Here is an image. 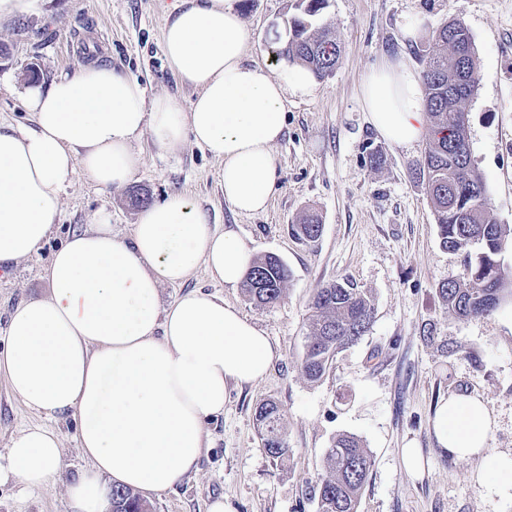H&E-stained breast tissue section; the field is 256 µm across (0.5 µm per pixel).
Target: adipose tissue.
I'll return each mask as SVG.
<instances>
[{
    "instance_id": "obj_1",
    "label": "adipose tissue",
    "mask_w": 512,
    "mask_h": 512,
    "mask_svg": "<svg viewBox=\"0 0 512 512\" xmlns=\"http://www.w3.org/2000/svg\"><path fill=\"white\" fill-rule=\"evenodd\" d=\"M251 39L236 0H175L163 40L170 69L196 92L187 110L171 96L146 99L136 80L96 61L27 87L32 128L0 130V266L38 251L75 172L105 189L130 183L142 162L132 143L145 132L167 151L192 141L220 162L234 212H264L285 102L311 92L314 77L297 64L275 78L248 63ZM363 104L386 141L428 138L422 77L405 54L365 76ZM252 265L235 230H217L191 197L173 192L139 213L130 238L103 218L74 233L51 259L47 295L15 307L0 375L34 411L76 418L89 470L70 488L74 512H107L116 486L156 494L180 484L210 448L205 423L223 415L229 389L260 380L279 358L278 345L223 296L191 290L159 305L161 285L198 269L233 288ZM432 427L443 451L483 459L488 492L512 504V453L488 454L494 421L481 400L449 397ZM59 464L56 432L32 426L11 440L0 482L40 489Z\"/></svg>"
}]
</instances>
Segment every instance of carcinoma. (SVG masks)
Returning a JSON list of instances; mask_svg holds the SVG:
<instances>
[{
  "label": "carcinoma",
  "instance_id": "1",
  "mask_svg": "<svg viewBox=\"0 0 512 512\" xmlns=\"http://www.w3.org/2000/svg\"><path fill=\"white\" fill-rule=\"evenodd\" d=\"M327 0H307L302 13L291 19L284 57L323 78L339 63L341 48L332 32L315 23ZM432 50L422 55L426 109L432 134L426 140L419 178L425 182L438 227L440 245L459 250L478 246L462 278L439 284L443 305L459 319L495 310L505 294L499 256L506 246L507 230L490 217L485 188L471 157L465 105L478 85V64L472 35L460 19H450L433 31ZM305 241L317 239L322 225L313 215L292 226ZM289 278L287 266L277 257L257 258L243 281L249 300L260 306L283 298ZM374 305L364 291L347 281H332L319 288L311 302L309 333L305 339L301 371L310 381L321 379L336 355L357 343L370 330ZM255 420L262 446L274 460L288 458L283 414L278 403L258 405ZM371 458L358 439L341 435L326 454L325 470L317 486V512H357L359 497L371 468ZM112 512H151L139 494L127 488L112 489Z\"/></svg>",
  "mask_w": 512,
  "mask_h": 512
}]
</instances>
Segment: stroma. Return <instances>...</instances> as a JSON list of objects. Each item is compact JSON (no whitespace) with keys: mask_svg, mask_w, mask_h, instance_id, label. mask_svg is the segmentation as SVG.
<instances>
[{"mask_svg":"<svg viewBox=\"0 0 512 512\" xmlns=\"http://www.w3.org/2000/svg\"><path fill=\"white\" fill-rule=\"evenodd\" d=\"M301 2L238 0L253 34L247 60L280 72L276 52ZM172 4L40 0L36 12L1 20L0 129L30 125L23 100L29 82L49 85L100 55L138 80L147 98L169 95L189 106L195 91L169 69L164 53ZM454 17L470 29L479 64V83L466 106L472 160L493 219L512 229V0H328L319 21L335 30L341 57L312 93L288 99L284 135L272 149L277 176L265 212H233L218 181L219 162L193 143L161 151L145 133L133 144L142 165L127 186L106 190L76 173L42 249L0 268L2 351L14 307L47 293L52 252L101 215L113 233L131 236L140 211L137 194L154 204L185 192L216 229H234L255 256L273 254L288 267L284 297L271 306H255L242 288L214 285L201 270L183 284L161 287L164 306L192 289L220 294L279 344L281 357L257 383L229 390L223 416L206 423L212 443L198 471L151 495L152 512H209L220 497L234 512H316L326 452L342 434L359 439L372 458L358 512H512L478 482L481 463L448 456L432 428L442 400L477 396L497 422L490 454L512 453V301L464 320L448 313L437 288L463 277L476 250L441 247L425 187L415 175L422 146L384 141L362 102L369 71L396 53L419 62L432 31ZM414 18L418 31L405 37ZM308 211L322 224L312 242L292 231ZM344 278L373 297L372 326L313 383L300 372L309 305L318 288ZM444 341L453 352L441 350ZM267 399L284 414L290 454L282 462L266 454L254 425L255 409ZM41 423L58 433L62 467L38 491L15 477L0 482V512H71L67 489L88 468L75 417L44 418L11 396L0 377V463H6L13 437ZM410 445L423 455L416 474L402 460V448Z\"/></svg>","mask_w":512,"mask_h":512,"instance_id":"1","label":"stroma"}]
</instances>
